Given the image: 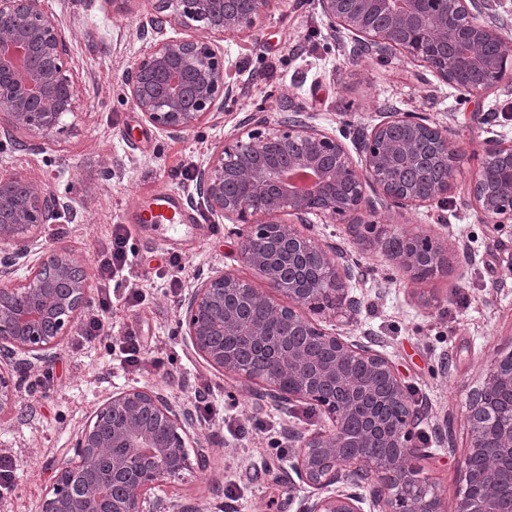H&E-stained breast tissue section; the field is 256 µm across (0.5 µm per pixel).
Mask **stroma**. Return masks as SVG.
<instances>
[{
    "instance_id": "1",
    "label": "stroma",
    "mask_w": 512,
    "mask_h": 512,
    "mask_svg": "<svg viewBox=\"0 0 512 512\" xmlns=\"http://www.w3.org/2000/svg\"><path fill=\"white\" fill-rule=\"evenodd\" d=\"M71 37L69 67L80 83V101L67 115L61 132L42 153L26 155L0 146V170L45 183L67 196L76 213L62 223L64 241L95 277L96 251L112 225H125L135 256L130 274L144 289V305L117 302L107 323L109 339L135 333L147 351L167 361L161 371L139 376L124 373L105 343L78 348L66 338L50 362L33 374L38 384L26 394L25 412L0 424V454L13 456L17 473L12 491L0 494V512H35L64 448L96 403L128 384L165 389L176 400L193 403L194 389L212 388L216 414L199 426L216 436L209 472L172 484L168 495L200 512H297L310 489L290 483L289 463L296 449L274 458L262 454L267 426L314 430L327 418L298 404L289 411L255 400L241 380L218 372L199 360L181 336L176 300L187 295L198 271L224 267L249 280L262 281L239 257V244L227 224L212 221L203 207H189L191 228L158 243L156 230L136 224L138 197L167 192L186 199L192 172L208 160L215 146L239 130L240 121L256 109L278 116L293 103L311 112L318 127L355 134L376 123L386 106L427 114L448 128L451 149L464 157L456 191L448 204L447 224L437 209L422 207L405 213L408 229L432 240L460 237L474 254L471 264L450 265L425 282L413 281L378 247L360 245L348 225H324V235L366 271L356 288L363 300L355 334L387 354L413 400L427 416L417 428L431 450L418 465L444 500L460 483V466L470 439L464 421V399L494 353L512 351V226L481 223L465 206L469 184L482 161L487 136L481 115H493L492 129L512 139V95L499 92L461 96L437 76L402 54L388 62L372 57L353 60L334 40L314 0H277L257 31L224 40L228 77L239 83L238 97L224 112L208 117L181 139L168 138L149 124L124 97L125 68L146 47L137 17L148 0H128L113 10L108 0H48ZM180 255L187 269L182 286L171 289L157 278L166 254ZM434 297L433 306L418 303ZM50 383H43V376ZM239 420L244 437L231 436L224 417ZM447 435H440V427Z\"/></svg>"
}]
</instances>
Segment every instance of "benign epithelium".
<instances>
[{
  "mask_svg": "<svg viewBox=\"0 0 512 512\" xmlns=\"http://www.w3.org/2000/svg\"><path fill=\"white\" fill-rule=\"evenodd\" d=\"M274 0H151L139 31L149 47L123 74L126 100L166 136L182 138L236 99L227 80L226 34L251 31ZM331 34L353 57L386 62L393 52L453 88H501L512 39L503 0H316ZM198 35L176 37L175 29ZM69 38L44 0H0V139L34 155L75 112L67 74ZM214 148L194 175L191 205L232 225L241 259L264 283L236 273L196 275L177 301L191 351L217 372L261 386L256 394L286 410L310 404L325 429H288L301 453L290 468L313 489L298 512H512V351L495 357L465 399L468 455L446 504L414 461L428 454L415 438L424 408L411 398L390 358L350 336L360 321L357 261L325 239L336 218L357 239L384 244L410 278L472 262L469 244L431 243L398 224H379L377 207H448L460 157L448 128L419 112H385L348 146L296 106L274 119L262 110ZM23 129L25 139L15 141ZM467 206L483 224H512V140H486ZM315 181L298 191L289 172ZM73 218L66 196L43 183L0 173V418L22 410L28 376L76 328L92 297L84 265L56 229ZM213 438L189 408L155 387L129 386L103 398L62 453L36 512H198L165 488L185 472L203 474Z\"/></svg>",
  "mask_w": 512,
  "mask_h": 512,
  "instance_id": "1",
  "label": "benign epithelium"
}]
</instances>
